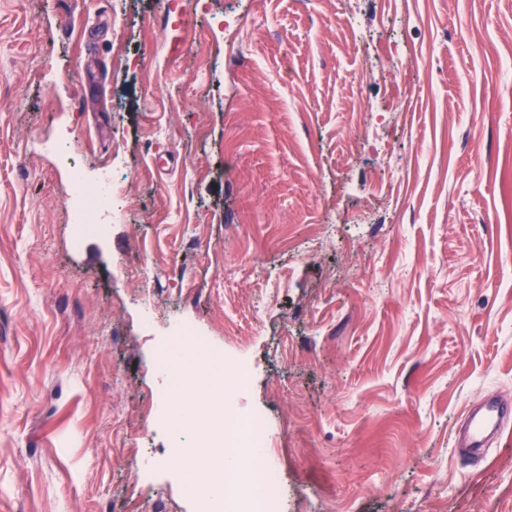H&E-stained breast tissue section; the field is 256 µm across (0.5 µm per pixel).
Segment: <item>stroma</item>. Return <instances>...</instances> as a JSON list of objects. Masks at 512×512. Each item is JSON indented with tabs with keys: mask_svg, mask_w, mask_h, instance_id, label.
Returning a JSON list of instances; mask_svg holds the SVG:
<instances>
[{
	"mask_svg": "<svg viewBox=\"0 0 512 512\" xmlns=\"http://www.w3.org/2000/svg\"><path fill=\"white\" fill-rule=\"evenodd\" d=\"M178 323L280 512H512V0H0V512H196ZM512 407L499 400L488 399L468 412L462 442L468 448H484L489 436L499 432L510 419Z\"/></svg>",
	"mask_w": 512,
	"mask_h": 512,
	"instance_id": "stroma-1",
	"label": "stroma"
}]
</instances>
